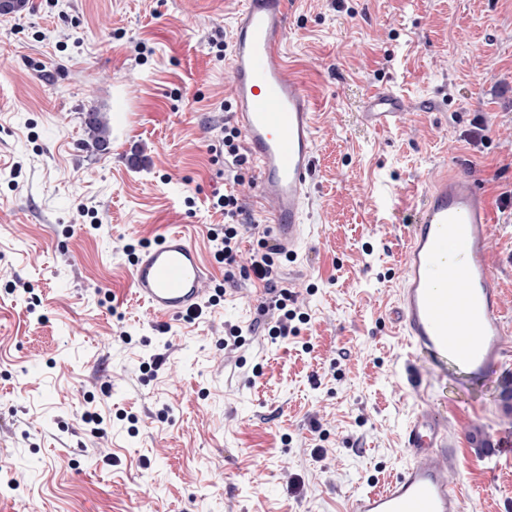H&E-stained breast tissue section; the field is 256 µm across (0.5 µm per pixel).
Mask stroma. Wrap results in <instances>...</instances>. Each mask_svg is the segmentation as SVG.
<instances>
[{"mask_svg":"<svg viewBox=\"0 0 512 512\" xmlns=\"http://www.w3.org/2000/svg\"><path fill=\"white\" fill-rule=\"evenodd\" d=\"M283 48L316 112L307 248L277 281L307 321L253 336L255 292L200 319L132 292L127 244L186 233L223 284L210 202L266 224L255 173L224 165L229 52L245 0H26L0 13V512H345L410 459L419 405L458 450L467 512H512V362L440 377L396 321L400 251L432 180L474 179L512 317V0H289ZM386 89L402 126L363 114ZM100 112L110 145L84 120ZM487 139L464 138L476 118ZM244 330L236 351L224 328ZM131 340L118 341L120 332ZM162 355L157 371L146 369ZM100 414L105 435L84 424ZM86 131L92 146L104 151L108 143V129L106 123L99 112L88 113L86 121Z\"/></svg>","mask_w":512,"mask_h":512,"instance_id":"35a3bbf8","label":"stroma"}]
</instances>
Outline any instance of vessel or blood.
<instances>
[{"label":"vessel or blood","instance_id":"1","mask_svg":"<svg viewBox=\"0 0 512 512\" xmlns=\"http://www.w3.org/2000/svg\"><path fill=\"white\" fill-rule=\"evenodd\" d=\"M287 18L288 0H246L235 24L232 120L244 135L258 195L268 206L272 241L293 255L309 237L301 218L314 179L316 127L312 102L282 52ZM375 102L377 111L365 115L369 125L401 124V99L380 91ZM490 222L476 182L446 178L430 184L401 251L402 333L437 366L453 360L483 374L512 356L486 257ZM452 250L463 256L462 264L449 261ZM207 279L196 246L170 230L135 260L132 288L150 312L179 317L200 306ZM401 445L412 464L381 488L353 495L346 512H466L461 489L449 479L457 451L448 445L443 421L419 408L402 431Z\"/></svg>","mask_w":512,"mask_h":512}]
</instances>
